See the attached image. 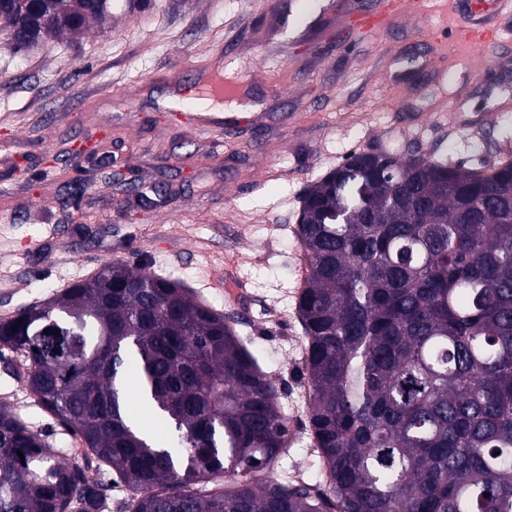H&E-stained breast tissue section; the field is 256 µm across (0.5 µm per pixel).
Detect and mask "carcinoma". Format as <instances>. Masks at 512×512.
I'll use <instances>...</instances> for the list:
<instances>
[{
    "label": "carcinoma",
    "instance_id": "obj_1",
    "mask_svg": "<svg viewBox=\"0 0 512 512\" xmlns=\"http://www.w3.org/2000/svg\"><path fill=\"white\" fill-rule=\"evenodd\" d=\"M150 4L0 0V53ZM295 236L319 485L266 474L291 441L278 388L238 318L175 279L107 263L1 320L0 347L132 491L124 512H512V160L353 153L305 189ZM131 366L166 448L131 411ZM105 510L102 484L0 405V512Z\"/></svg>",
    "mask_w": 512,
    "mask_h": 512
}]
</instances>
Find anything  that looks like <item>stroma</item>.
Instances as JSON below:
<instances>
[{"label":"stroma","mask_w":512,"mask_h":512,"mask_svg":"<svg viewBox=\"0 0 512 512\" xmlns=\"http://www.w3.org/2000/svg\"><path fill=\"white\" fill-rule=\"evenodd\" d=\"M377 0H189L90 24L73 42L0 58V320L40 305L108 262L139 263L236 311L211 290L222 256L252 294L242 330L282 387L293 441L277 475L320 482L310 451L296 311L300 196L354 152L451 156L491 168L512 155V18L492 50L455 40L457 0H425L359 38L354 5ZM238 77L258 104L222 137L204 130L197 64ZM487 70L474 84L475 70ZM173 94L181 106L166 107ZM70 459L73 436L30 395L0 349V405Z\"/></svg>","instance_id":"35a3bbf8"}]
</instances>
